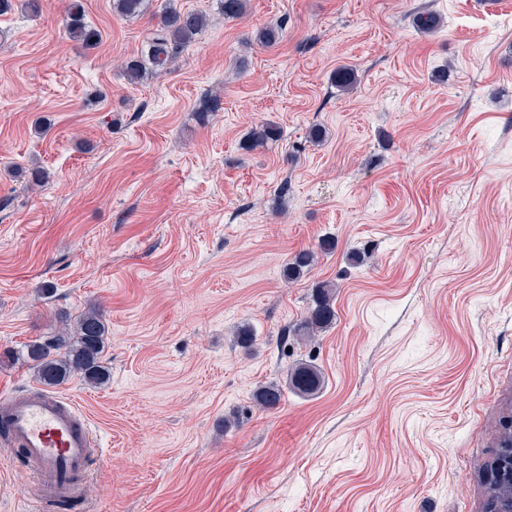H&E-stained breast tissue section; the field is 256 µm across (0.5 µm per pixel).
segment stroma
<instances>
[{
  "instance_id": "35a3bbf8",
  "label": "stroma",
  "mask_w": 512,
  "mask_h": 512,
  "mask_svg": "<svg viewBox=\"0 0 512 512\" xmlns=\"http://www.w3.org/2000/svg\"><path fill=\"white\" fill-rule=\"evenodd\" d=\"M494 2L248 0L227 20L178 0L211 22L137 84L120 64L163 0L134 20L85 0L92 49L66 0L0 16V392L36 386L28 343L102 311L108 384L57 388L105 450L78 512H484L512 411V0ZM266 121L279 138L246 148ZM34 164L44 186L18 176ZM323 281L333 324L282 338ZM301 362L314 395L286 385ZM33 489L0 441V512ZM64 26L71 40L83 48H91L99 42L98 31L86 21L83 0H68L65 7ZM317 252L314 250H302L295 254L291 262L287 263L283 270V276L288 280H295L304 271L313 265Z\"/></svg>"
}]
</instances>
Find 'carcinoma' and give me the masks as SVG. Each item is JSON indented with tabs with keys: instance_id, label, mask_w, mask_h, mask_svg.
I'll return each mask as SVG.
<instances>
[{
	"instance_id": "cac0c4a2",
	"label": "carcinoma",
	"mask_w": 512,
	"mask_h": 512,
	"mask_svg": "<svg viewBox=\"0 0 512 512\" xmlns=\"http://www.w3.org/2000/svg\"><path fill=\"white\" fill-rule=\"evenodd\" d=\"M221 13L227 18L244 14L246 0H220ZM20 5L24 11L37 14L42 11V0H0V15ZM147 9V0H112L113 13L125 20L141 17ZM209 17L201 11L184 10L167 0L163 6L158 29L140 53L124 64V75L130 82L167 70L178 52L187 46L208 25ZM414 25L423 33H431L439 26L438 17L431 12H419ZM64 26L71 40L84 48L98 44V31L86 21L83 0H67ZM279 137V128L271 122L256 125L250 134L249 147L264 145ZM334 239L326 236L319 240L318 250H302L295 254L283 270V276L295 280L313 265L316 252L334 250ZM336 289L327 282L317 284L313 290V307L305 319L292 329L295 336H309L322 330L335 317ZM107 326L103 314L90 308L76 317L73 329L62 331L44 340L27 345V358L36 379L45 387H56L78 379L92 387H102L110 380V370L104 360ZM322 384L321 374L311 364L302 363L290 375L289 386L298 394L312 395ZM281 389L276 385L261 386L255 393L257 403L266 408L276 407L281 400Z\"/></svg>"
}]
</instances>
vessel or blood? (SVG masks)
<instances>
[{"mask_svg": "<svg viewBox=\"0 0 512 512\" xmlns=\"http://www.w3.org/2000/svg\"><path fill=\"white\" fill-rule=\"evenodd\" d=\"M0 436L21 451L36 478L32 512L80 494L93 460L102 455L82 412L59 395H0Z\"/></svg>", "mask_w": 512, "mask_h": 512, "instance_id": "1", "label": "vessel or blood"}]
</instances>
